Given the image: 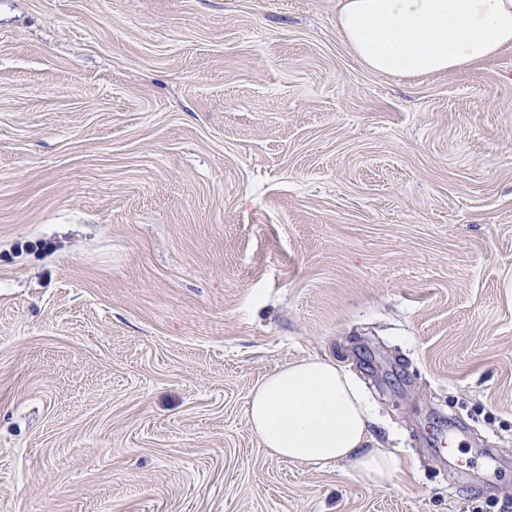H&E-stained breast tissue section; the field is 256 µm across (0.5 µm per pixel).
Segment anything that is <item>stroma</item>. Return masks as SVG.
<instances>
[{"label":"stroma","mask_w":512,"mask_h":512,"mask_svg":"<svg viewBox=\"0 0 512 512\" xmlns=\"http://www.w3.org/2000/svg\"><path fill=\"white\" fill-rule=\"evenodd\" d=\"M338 11L0 0V512H512V48L385 75ZM311 356L387 485L251 431Z\"/></svg>","instance_id":"obj_1"}]
</instances>
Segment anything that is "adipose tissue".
<instances>
[{
	"mask_svg": "<svg viewBox=\"0 0 512 512\" xmlns=\"http://www.w3.org/2000/svg\"><path fill=\"white\" fill-rule=\"evenodd\" d=\"M336 23L359 60L388 75L462 70L512 47V0H342ZM374 410L355 374L314 356L264 377L248 423L276 457L343 461L363 483L382 486L400 462L373 447Z\"/></svg>",
	"mask_w": 512,
	"mask_h": 512,
	"instance_id": "ef3b65f1",
	"label": "adipose tissue"
}]
</instances>
